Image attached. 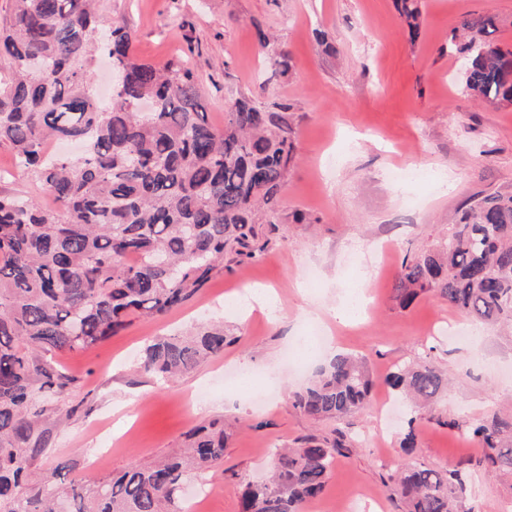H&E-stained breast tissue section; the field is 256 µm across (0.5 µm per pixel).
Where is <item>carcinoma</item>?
Listing matches in <instances>:
<instances>
[{
	"mask_svg": "<svg viewBox=\"0 0 512 512\" xmlns=\"http://www.w3.org/2000/svg\"><path fill=\"white\" fill-rule=\"evenodd\" d=\"M416 37L418 0H396ZM491 13L464 19L452 38L463 57L465 92L512 104V49L490 40ZM133 38L97 9V0H10L0 19V145L33 176L56 208L0 191V512H186L182 485L191 472L224 463V421L194 427L184 451L133 465L91 487L36 478L48 409L42 394L72 383L47 354L89 348L130 326L161 317L210 280L224 254H255L259 211L276 212L294 143L288 105L268 111L235 99L224 126L211 124L195 74L180 60L163 65L132 53ZM127 75L99 99L96 55ZM58 140L82 145L51 155ZM434 290L477 321L512 324V194L487 196L467 210L438 249L402 266L397 297L405 306ZM221 324L204 323L149 341L141 371L160 381L193 371L224 351ZM389 386L429 399L448 376L429 363L405 364ZM372 380L352 356L320 365L292 395L313 419L344 418L365 406ZM484 450L483 461L512 473V414L448 421ZM338 446L313 438L274 448L265 482H242L241 512H302L320 497ZM458 471L407 463L390 479L407 512H458Z\"/></svg>",
	"mask_w": 512,
	"mask_h": 512,
	"instance_id": "cac0c4a2",
	"label": "carcinoma"
}]
</instances>
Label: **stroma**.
<instances>
[{"label": "stroma", "instance_id": "obj_1", "mask_svg": "<svg viewBox=\"0 0 512 512\" xmlns=\"http://www.w3.org/2000/svg\"><path fill=\"white\" fill-rule=\"evenodd\" d=\"M422 25L411 38L394 0H99L104 16L126 26L136 56L161 64L183 59L196 75L209 120L224 123V105L245 97L274 110L288 104L296 154L288 168L279 219L258 225L261 250L224 258L206 286L178 309L137 319L96 346L58 354L73 380L52 399L48 441L37 460L57 483L89 485L135 464L175 454L184 434L204 421H236L223 466L190 477L187 490L210 488L201 512H240V479L263 478L266 449L313 437L339 441L324 493L304 512H344L361 497L363 512H406L390 487L391 470L413 461L459 469L467 493L460 512H499L512 502V479L485 474L478 442L447 427L512 410V330L478 323L435 292L402 306L395 286L406 259L437 248L462 210L486 195L512 190V105L466 94L450 40L467 14L502 21L500 45L512 47V0H420ZM271 42L261 46L260 33ZM336 46L333 54L325 45ZM288 52L292 68L272 64ZM421 171L397 182V165ZM41 203L40 183L16 171L0 146V190ZM275 292L272 314L246 312V289ZM365 289L377 309L336 325L319 322L337 352L361 359L373 378L365 409L344 419L311 420L291 395L304 387L320 352L302 342L311 301L335 307ZM220 321L232 342L195 371L158 386L139 371L147 340ZM419 360L449 382L426 407L399 399L384 379ZM393 402L394 427L382 433L377 404ZM414 430L417 447L400 442Z\"/></svg>", "mask_w": 512, "mask_h": 512}]
</instances>
